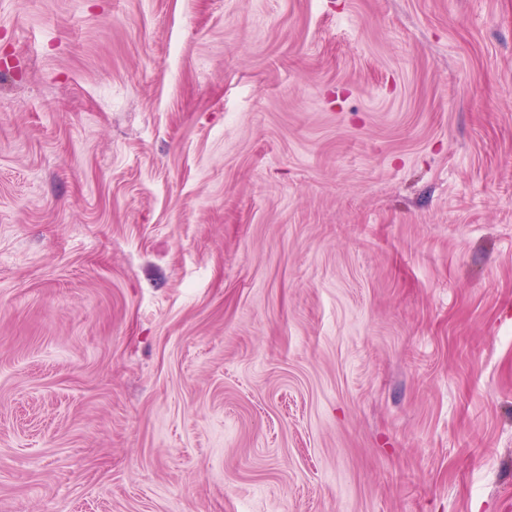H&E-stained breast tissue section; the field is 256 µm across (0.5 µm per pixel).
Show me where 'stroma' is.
<instances>
[{
    "instance_id": "stroma-1",
    "label": "stroma",
    "mask_w": 512,
    "mask_h": 512,
    "mask_svg": "<svg viewBox=\"0 0 512 512\" xmlns=\"http://www.w3.org/2000/svg\"><path fill=\"white\" fill-rule=\"evenodd\" d=\"M0 512H512V0H0Z\"/></svg>"
}]
</instances>
